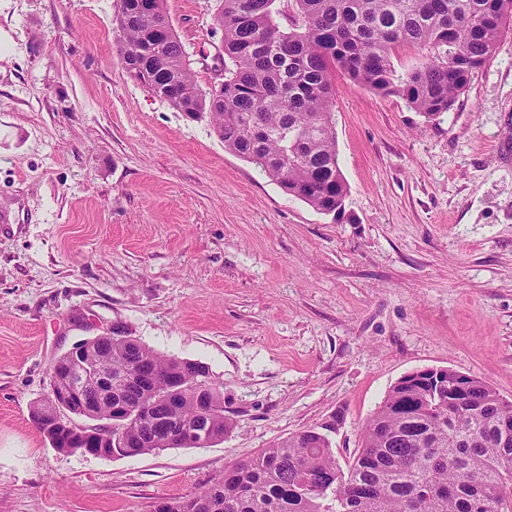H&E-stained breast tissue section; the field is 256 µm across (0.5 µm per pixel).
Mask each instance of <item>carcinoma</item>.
Returning <instances> with one entry per match:
<instances>
[{"instance_id": "1", "label": "carcinoma", "mask_w": 512, "mask_h": 512, "mask_svg": "<svg viewBox=\"0 0 512 512\" xmlns=\"http://www.w3.org/2000/svg\"><path fill=\"white\" fill-rule=\"evenodd\" d=\"M277 0H219L224 85L203 90L166 13L165 0H122L118 49L134 80L192 120L209 119L224 148L256 165L287 194L324 215H339L348 188L338 163L332 118L333 77L381 96L399 95L429 119L450 111L474 73L512 27V0H295L291 29L276 21ZM427 50L426 62L399 74V46ZM86 359L107 368L139 367L155 397L179 373L185 389L171 405L166 432L122 419L89 384L85 420L112 423L117 446L105 457L183 448L177 432L208 425L204 445L224 439V388L199 382L200 363L163 355L124 330ZM467 398L448 400L424 386H393L366 421L360 448L341 463L309 428L224 467L167 512H512V401L478 377Z\"/></svg>"}]
</instances>
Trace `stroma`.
Listing matches in <instances>:
<instances>
[{"label":"stroma","mask_w":512,"mask_h":512,"mask_svg":"<svg viewBox=\"0 0 512 512\" xmlns=\"http://www.w3.org/2000/svg\"><path fill=\"white\" fill-rule=\"evenodd\" d=\"M119 2L0 0V512H153L334 420L347 460L420 368L512 401V31L436 119L336 75L334 218L130 79ZM216 9L166 0L204 88L224 54ZM115 324L208 366L223 441L52 448L31 417L52 364Z\"/></svg>","instance_id":"1"}]
</instances>
